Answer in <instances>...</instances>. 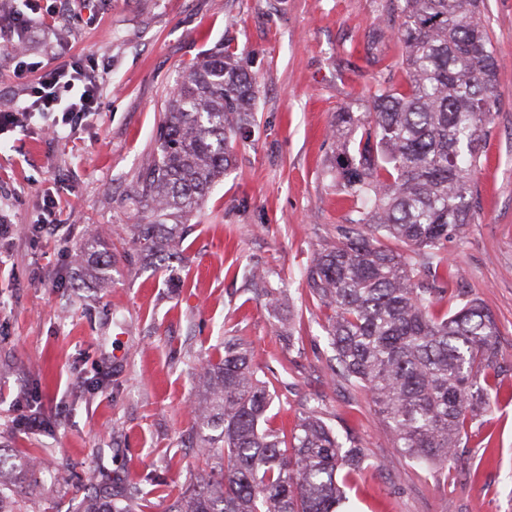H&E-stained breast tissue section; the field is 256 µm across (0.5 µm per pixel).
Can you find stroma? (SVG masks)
<instances>
[{
  "mask_svg": "<svg viewBox=\"0 0 512 512\" xmlns=\"http://www.w3.org/2000/svg\"><path fill=\"white\" fill-rule=\"evenodd\" d=\"M486 16L495 116L471 177L476 220L447 247L460 269L447 288L483 301L512 366V0H486ZM398 22L387 0H63L37 17L53 37H32L31 61L89 56L102 80L99 112L63 138L46 133L52 112L0 137V448L37 463L34 475L7 474L21 512H83L89 496L102 512H166L206 466L198 369L228 336L276 375L272 427L290 432L317 400L340 441L364 448L372 466L349 478L347 512H512V377L447 469L420 468L337 377L328 312L303 282L313 252L357 217L330 172L337 112L366 110L381 64L406 86L399 46L376 37ZM219 46L257 87L251 132L233 140L232 165L170 258L137 256L130 190L153 159L169 92ZM46 185L60 215L44 232ZM105 260L108 273L90 271ZM255 270L283 290L278 308ZM287 320L290 343L278 334ZM34 414L53 429L27 427Z\"/></svg>",
  "mask_w": 512,
  "mask_h": 512,
  "instance_id": "obj_1",
  "label": "stroma"
}]
</instances>
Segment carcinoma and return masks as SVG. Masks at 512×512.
Here are the masks:
<instances>
[{"mask_svg":"<svg viewBox=\"0 0 512 512\" xmlns=\"http://www.w3.org/2000/svg\"><path fill=\"white\" fill-rule=\"evenodd\" d=\"M400 22L403 91L383 76L369 111L339 112L331 172L359 218L305 268L309 292L333 314L326 333L339 376L370 396L393 447L445 469L468 420L487 409L509 369L497 321L476 298L441 314L452 274L445 248L474 223L471 173L494 116L498 62L484 0H389ZM252 80L216 48L169 94L154 160L129 200L141 213L132 243L154 255L176 237L168 221L196 211L232 160L229 142L254 121ZM360 138H354L356 132ZM202 454L219 469L189 480L169 512H339L343 483L368 463L312 406L290 436L264 428L273 401L247 342L224 338L202 361Z\"/></svg>","mask_w":512,"mask_h":512,"instance_id":"1","label":"carcinoma"}]
</instances>
